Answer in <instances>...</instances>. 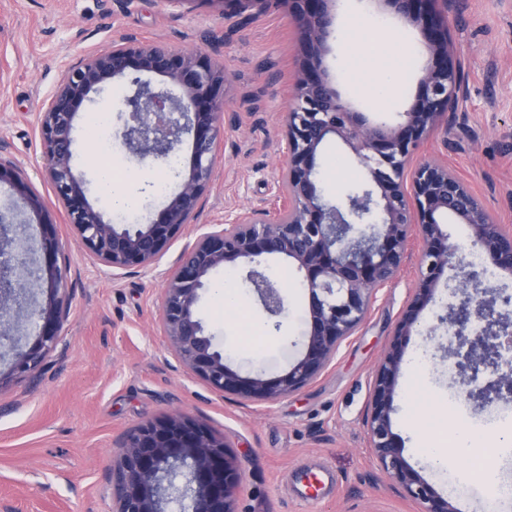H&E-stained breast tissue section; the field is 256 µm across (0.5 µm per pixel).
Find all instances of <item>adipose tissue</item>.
Segmentation results:
<instances>
[{
    "mask_svg": "<svg viewBox=\"0 0 512 512\" xmlns=\"http://www.w3.org/2000/svg\"><path fill=\"white\" fill-rule=\"evenodd\" d=\"M344 41L347 46L356 47L366 60L373 62L385 60L394 52L401 56L409 53L408 48L396 46L379 23L370 20L356 35H345ZM418 449L438 470L447 466L449 452L458 453L466 461L469 475L474 476L486 492H495L500 484L494 462L496 450L484 449L481 436L471 429L446 425L437 432L423 433L418 441Z\"/></svg>",
    "mask_w": 512,
    "mask_h": 512,
    "instance_id": "1",
    "label": "adipose tissue"
}]
</instances>
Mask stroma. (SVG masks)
<instances>
[{
	"mask_svg": "<svg viewBox=\"0 0 512 512\" xmlns=\"http://www.w3.org/2000/svg\"><path fill=\"white\" fill-rule=\"evenodd\" d=\"M287 0L251 7L239 24L229 0H0V160L20 166L30 186L45 200L53 190L42 172L39 118L66 68L108 49L113 38L134 33L164 42L173 52L201 50L223 68L227 111L215 178L197 220L171 241L156 270L111 273L78 245L62 207L51 217L60 244L57 264L71 301L60 338L43 360L37 377L0 382V508L12 512H113L104 475L132 428L181 411L225 438L242 466L238 491L242 512H419L370 453L364 423L370 385L400 313L418 278L410 259L395 280L378 291L365 321L340 347L331 365L313 382L276 402L245 401L210 389L177 359L161 323L163 271L203 232L224 226V214L274 206L280 175L288 166L284 114L290 79L300 55ZM378 20L418 57L406 69L403 92L384 112L394 120L411 107L428 60L418 28L381 0H341L336 32L328 40L323 67L351 105L370 111L362 91L378 70L346 56L340 34ZM448 36L465 80L459 112L447 128L431 134L418 159L437 160L476 192L498 223L512 228V0H458L448 15ZM136 90L130 77L84 103L76 120L75 170L91 183L92 204L112 217L96 181L93 159L123 174L138 198L137 211L152 218L177 188L168 178L153 189V165L141 164L110 129L122 126L125 99ZM107 113L110 128L97 149L86 133L92 114ZM318 168L328 199L345 198L368 179L367 172L341 142H329ZM266 274L283 288L287 312L270 318L246 282V269L212 273L197 314L218 349L242 375L270 378L300 352L307 329V294L298 275L276 257ZM466 269L451 263L436 286L435 302L421 314V331L404 349L394 400L393 431L402 457L440 494L460 482L452 496L457 512H479L480 484L466 482L464 462L449 456L446 469H432L420 455L418 426H435L434 396H447L451 419L461 427L487 428L494 441L502 423L512 420V398L489 407L464 400L448 383L450 343L437 330L439 314L454 300ZM230 279L266 339L239 346L236 317L214 294L213 283ZM426 355V374L411 378L418 353ZM449 494V493H448Z\"/></svg>",
	"mask_w": 512,
	"mask_h": 512,
	"instance_id": "1",
	"label": "stroma"
}]
</instances>
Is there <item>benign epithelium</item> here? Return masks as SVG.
<instances>
[{"instance_id": "7a95c632", "label": "benign epithelium", "mask_w": 512, "mask_h": 512, "mask_svg": "<svg viewBox=\"0 0 512 512\" xmlns=\"http://www.w3.org/2000/svg\"><path fill=\"white\" fill-rule=\"evenodd\" d=\"M290 19L308 60L294 78L285 119L288 168L282 173V206L224 216V229L201 234L181 252L164 280L161 323L178 358L213 390L244 400L275 402L314 381L331 364L342 343L366 319L376 293L388 286L411 258L419 240L420 276L401 311L392 339L371 382L365 422L368 447L377 466L417 503L420 512H457L410 468L401 456L391 414L405 346L417 331L422 311L433 301L434 286L456 257L442 225L453 219L470 229V246L499 274L512 277V232L498 224L471 187L448 164L414 161L424 137L448 124L458 111L463 87L448 39V6L454 0H383L420 26L429 60L415 105L394 125L354 111L320 70L321 57L335 26L337 0H289ZM166 77L180 89L155 90L139 84L125 100L124 126L115 132L139 160L166 159L185 133L193 134L188 170L180 188L157 218L121 226L106 220L88 199L73 168V131L79 109L92 93L126 72ZM227 76L203 51L176 54L160 41L135 33L113 39L112 47L70 65L51 93L40 118L43 169L55 199L77 231L78 244L114 271L152 269L166 245L195 221L216 169L224 100L217 92ZM339 139L365 168L369 183L347 196L343 205L324 202L317 156ZM27 187L23 169L0 161V182ZM15 216L0 208V234L9 247L0 263V325L13 324L26 302V284H46L47 302L33 309L22 325L31 345L20 337L0 341V358L11 357V373L38 374L46 353L59 339L62 310L69 295L60 268L34 267L27 238L8 236ZM262 257H280L301 278L308 295L307 332L301 356L282 374L243 377L231 368L196 315L199 291L209 276L228 265L248 268L246 280L265 311L286 310L282 288L257 268ZM471 289L456 294L439 317L456 340L457 385L467 399L485 407L512 397V324L496 311L512 297L484 285L482 273H468ZM242 470L228 445L201 422L175 412L128 432L119 461L106 473L115 512H242L238 488Z\"/></svg>"}]
</instances>
